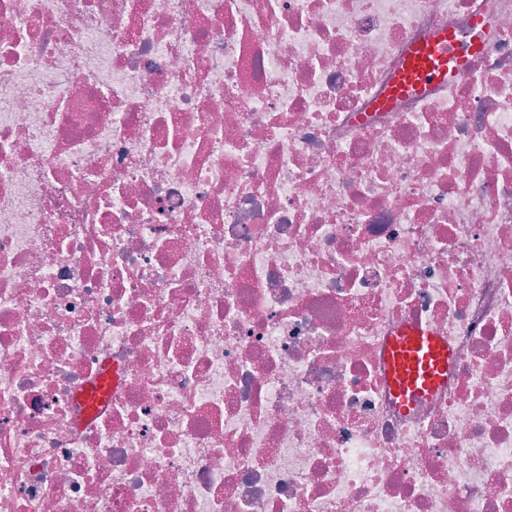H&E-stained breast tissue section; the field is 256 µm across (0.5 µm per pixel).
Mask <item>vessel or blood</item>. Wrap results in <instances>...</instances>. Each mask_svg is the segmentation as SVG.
Masks as SVG:
<instances>
[{
	"mask_svg": "<svg viewBox=\"0 0 512 512\" xmlns=\"http://www.w3.org/2000/svg\"><path fill=\"white\" fill-rule=\"evenodd\" d=\"M481 50L479 41L461 47L452 33H435L426 43L409 51L403 69L389 89V98L427 83L447 81L452 74L463 75L470 58ZM448 357L447 343L433 329L418 325L404 328L388 348L391 384L401 404L433 392L448 368Z\"/></svg>",
	"mask_w": 512,
	"mask_h": 512,
	"instance_id": "vessel-or-blood-1",
	"label": "vessel or blood"
}]
</instances>
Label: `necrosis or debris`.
<instances>
[{"mask_svg":"<svg viewBox=\"0 0 512 512\" xmlns=\"http://www.w3.org/2000/svg\"><path fill=\"white\" fill-rule=\"evenodd\" d=\"M0 512H512V0H0ZM482 50L479 41H472L460 48L448 30L435 33L426 43L412 48L404 68L395 77L382 104L402 94L417 90L425 83L446 82L448 74L462 76L471 57ZM448 357V344L432 328H404L388 348L391 384L401 404L433 392L448 369Z\"/></svg>","mask_w":512,"mask_h":512,"instance_id":"4bbe7bcc","label":"necrosis or debris"}]
</instances>
